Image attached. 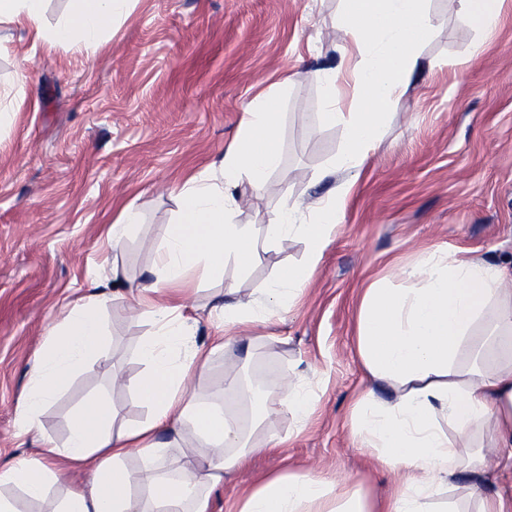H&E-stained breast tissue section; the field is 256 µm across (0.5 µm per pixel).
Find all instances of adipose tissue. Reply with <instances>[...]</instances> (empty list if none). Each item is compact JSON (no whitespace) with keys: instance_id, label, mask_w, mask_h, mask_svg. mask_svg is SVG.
I'll return each instance as SVG.
<instances>
[{"instance_id":"ef3b65f1","label":"adipose tissue","mask_w":512,"mask_h":512,"mask_svg":"<svg viewBox=\"0 0 512 512\" xmlns=\"http://www.w3.org/2000/svg\"><path fill=\"white\" fill-rule=\"evenodd\" d=\"M346 2L338 26L353 61L351 79L365 98L359 111H337V75L326 73L323 118L342 126L344 137L330 164L334 171L359 169L369 158L379 126L394 98L409 87L419 47L434 26L426 0ZM119 3L81 0L71 20L47 32L44 0H0V28L23 22L36 37L90 46ZM280 161L274 97L261 93L249 102L240 134L224 156L222 182L196 178L180 190L178 218L166 226L152 280L142 288L143 312L155 331L140 347L146 372L133 389L147 404L148 418L116 434L118 411L111 401L85 402L67 420L65 443L47 444L52 466L34 458L0 465V512H21L23 500L44 501L59 474L89 464L90 483L68 485L57 512H215L212 489L251 456L281 445L272 433L263 443L247 445L227 411L191 392L189 375L207 368L212 349L223 348L224 338L216 336L209 350L189 346L185 315L191 279L221 275L230 261L247 267L260 244L293 235L305 242V258L264 289L259 306L290 307L306 288L337 227L347 190L339 188L313 221L299 223L291 205L257 235L255 225L235 223L229 190L243 179L266 189ZM103 303L102 295H92L50 326L23 402V428H37L45 406L84 365L107 363ZM354 343L367 378L390 393L386 399L362 394L355 435L362 448L401 471L396 494L374 499L361 485L340 486L293 471L261 479L239 512H512V274L468 249L448 258L432 253L419 287L375 283L365 289ZM179 425L206 445L227 448L228 456L189 455L163 473L168 446L159 436ZM478 438L501 449L494 467H485L475 451ZM132 453L140 460L135 473L124 465ZM464 473L472 479L466 498L437 504ZM11 489L19 498L8 497Z\"/></svg>"}]
</instances>
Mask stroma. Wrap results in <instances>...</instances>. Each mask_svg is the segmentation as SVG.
<instances>
[{
    "instance_id": "35a3bbf8",
    "label": "stroma",
    "mask_w": 512,
    "mask_h": 512,
    "mask_svg": "<svg viewBox=\"0 0 512 512\" xmlns=\"http://www.w3.org/2000/svg\"><path fill=\"white\" fill-rule=\"evenodd\" d=\"M434 29L409 88L393 102L374 151L359 171L328 172L343 148L340 126L325 123V70L347 65L334 34L345 0H124L97 47L35 39L26 25L0 30V461L36 456L44 440L63 444L65 419L107 392L122 420L145 421L130 389L153 334L136 304L154 266L176 195L192 177H214L239 135L250 99L276 83L281 151L266 191L232 190L235 221L269 223L285 206L318 205L347 186L339 226L309 286L287 311L261 310L228 329L225 346L190 388L218 401L225 373L246 395L232 413L249 441L271 430L284 443L253 456L213 489L220 512H237L263 475L300 471L342 477L373 497H391L397 473L355 437L354 402L369 382L353 337L361 296L378 280L410 288L434 250H475L512 269V0L500 21L475 27L448 0H427ZM140 223L121 252L107 231L121 210ZM297 237L259 250L250 267L227 263L191 293L195 346L210 345L211 311L227 285L254 304L280 272L300 263ZM124 279L112 283L113 267ZM104 284L105 348L114 375L95 363L44 409L27 432L20 412L49 325ZM124 383L112 385V376ZM287 377L316 400L307 420L285 411L253 428L254 394H273Z\"/></svg>"
}]
</instances>
